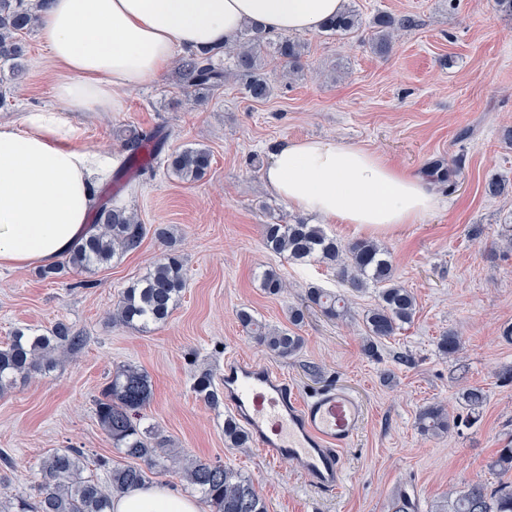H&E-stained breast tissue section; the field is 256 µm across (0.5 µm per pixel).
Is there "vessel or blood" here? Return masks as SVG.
Here are the masks:
<instances>
[{
	"instance_id": "vessel-or-blood-1",
	"label": "vessel or blood",
	"mask_w": 512,
	"mask_h": 512,
	"mask_svg": "<svg viewBox=\"0 0 512 512\" xmlns=\"http://www.w3.org/2000/svg\"><path fill=\"white\" fill-rule=\"evenodd\" d=\"M224 403L265 459L293 461L319 490L340 487L342 452L364 421L356 395L338 387L304 395L268 365L229 358L224 363Z\"/></svg>"
}]
</instances>
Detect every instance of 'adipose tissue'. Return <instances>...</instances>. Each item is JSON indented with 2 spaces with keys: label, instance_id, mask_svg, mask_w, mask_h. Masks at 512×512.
<instances>
[{
  "label": "adipose tissue",
  "instance_id": "obj_1",
  "mask_svg": "<svg viewBox=\"0 0 512 512\" xmlns=\"http://www.w3.org/2000/svg\"><path fill=\"white\" fill-rule=\"evenodd\" d=\"M345 0H48L38 38L57 67L59 108L0 123V267L48 265L93 230L88 216L115 157L79 147L62 110L118 112L129 89L188 50L233 43L248 24L275 33L320 30ZM268 190L332 224L391 236L448 206L419 176L334 138L272 145ZM112 512H199L158 484L116 497Z\"/></svg>",
  "mask_w": 512,
  "mask_h": 512
}]
</instances>
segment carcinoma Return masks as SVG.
Here are the masks:
<instances>
[{
	"label": "carcinoma",
	"instance_id": "1",
	"mask_svg": "<svg viewBox=\"0 0 512 512\" xmlns=\"http://www.w3.org/2000/svg\"><path fill=\"white\" fill-rule=\"evenodd\" d=\"M42 0H0V69L8 67L17 79L25 69L26 48L23 35L38 23ZM410 16L379 13L372 21V48L385 55L392 49L395 33L415 27ZM363 27L359 11L346 5L344 11L324 26L325 31L339 37H354ZM219 48L191 52L179 61L180 83L198 92L213 91L224 84L225 72L216 66L214 57ZM304 44L292 37L275 41L266 38V32L247 26L237 37L232 49L233 69L245 93L255 102L267 100L273 86L266 70V59H276L297 74L302 70ZM128 169L135 174L151 169V160L158 150L155 132L131 130L123 139ZM211 166V153L204 147H186L168 158L167 168L183 181L203 178ZM458 165H444L437 160L431 169L436 181L455 185L452 176ZM484 194L491 199L512 196V181L492 177L484 184ZM95 232L74 246L63 262L42 268L41 275L54 279L66 269L90 273L107 266L123 254L137 249L147 233V227L126 206L106 202L93 217ZM265 246L284 254L293 262L318 260L336 272L349 287L359 290L368 284L378 287V301L365 316L366 340L364 351L377 352L378 344L398 333L410 323L416 313L414 295L395 281L394 268L386 251L370 240H357L341 245L328 236L318 224L294 217L284 224L272 222L262 225ZM186 287L184 261L171 250L157 260L147 272L132 282L116 304L112 317L122 325L139 330L164 323ZM261 287L271 295L279 294L284 282L277 271L269 269L262 274ZM308 302L329 319L348 313V304L342 295L325 288L311 287ZM238 319L257 343L282 358L294 355L301 348V338L280 328H271L254 315L242 309ZM83 340L63 322L56 323L46 334L17 330L10 343L0 348V394L13 387L17 379L42 373L50 368L59 352L81 346ZM438 351L454 356L462 349V337L448 331L438 337ZM194 391L211 405L219 403L220 396L210 376L195 380ZM151 395L147 374L131 365L112 375L101 390L96 402L98 421L124 456L134 460L130 464H114L101 457L96 466L104 471L100 478L89 470L80 448H65L45 456L40 463V479L35 494L18 496L0 503V512H112V499L148 482L157 468L182 472L188 485L201 494L210 512H267V507L253 482L238 471L209 460L188 457L168 450L167 440L140 426L138 415ZM461 400L470 412L471 420L480 417L486 401L483 388L471 386L461 394ZM419 428L435 435L449 432L455 419L440 405H429L420 410ZM224 440L232 448L245 446L249 434L232 418L224 420ZM491 467L502 473L512 472V441L497 450ZM436 512H512V482H503L490 488L474 482L453 501L436 506Z\"/></svg>",
	"mask_w": 512,
	"mask_h": 512
}]
</instances>
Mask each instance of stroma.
I'll list each match as a JSON object with an SVG mask.
<instances>
[{
	"label": "stroma",
	"mask_w": 512,
	"mask_h": 512,
	"mask_svg": "<svg viewBox=\"0 0 512 512\" xmlns=\"http://www.w3.org/2000/svg\"><path fill=\"white\" fill-rule=\"evenodd\" d=\"M354 2L364 18L410 13L418 24L400 32L385 55L356 39L301 34L302 73L270 63L273 94L263 102L246 96L220 55L215 62L227 79L202 105L190 101L170 67L131 90L122 111L74 113L79 145L90 151L121 153L130 127L160 132L164 146L151 171L133 176L115 167L97 200L125 205L149 230L173 227L186 287L165 324L142 332L113 322L124 289L165 251L151 233L138 249L90 273L45 279L34 266L0 269V347L17 329L42 334L60 321L84 339L81 349L58 353L49 371L0 395L1 500L30 492L41 459L58 449H83L91 464L100 456L123 462L95 402L127 364L152 384L141 426L190 456L248 476L268 512H394L399 495L408 512H431L473 482L506 481L490 462L512 438V380L504 376L512 369V342L503 337L512 326V196L486 198L483 184L493 176L512 180V16L492 0ZM25 41L26 73L0 122L55 103L54 69L36 32ZM305 137L340 139L417 175L437 159L461 163L454 188L436 187L448 197L445 211L379 241L417 309L373 358L363 351V318L376 302L375 288L349 290L325 264L291 262L262 241V224L297 214L265 188L267 147ZM191 146L209 149L212 158L207 176L193 183L167 169L169 155ZM270 267L286 282L277 295L260 285ZM313 286L346 295L348 316L331 320L313 308L290 326L289 309ZM243 308L269 326L292 327L301 349L280 358L259 346L237 318ZM449 330L463 339L453 357L436 348ZM230 356L271 366L304 394L342 387L361 398L365 419L343 451L339 490L319 491L289 460L267 461L255 446L225 445L229 410L205 403L193 383L207 372L221 386ZM471 386L486 393L474 423L459 400ZM429 405L445 407L456 428L441 436L421 432L418 413Z\"/></svg>",
	"instance_id": "35a3bbf8"
}]
</instances>
